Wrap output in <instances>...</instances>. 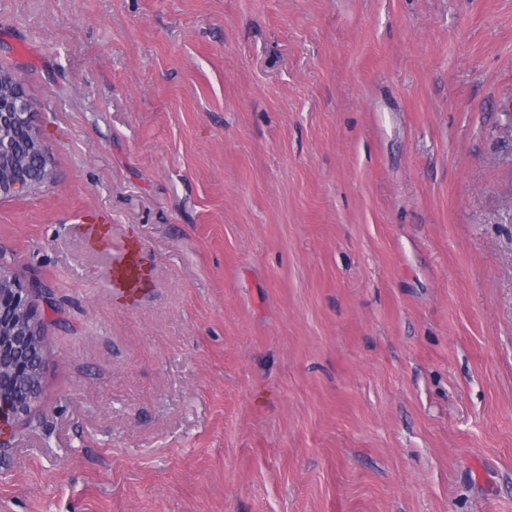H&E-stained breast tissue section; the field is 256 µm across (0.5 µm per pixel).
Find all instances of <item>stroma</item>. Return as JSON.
Masks as SVG:
<instances>
[{"mask_svg": "<svg viewBox=\"0 0 512 512\" xmlns=\"http://www.w3.org/2000/svg\"><path fill=\"white\" fill-rule=\"evenodd\" d=\"M0 68V512H512V0H0ZM25 128L31 138L33 149L40 155L45 170V178L35 181L25 166L11 165L3 169V160L12 156L11 137L14 128ZM0 198L12 197L34 190L51 178L53 167L39 132L31 121V103L25 96L17 75L8 70H0ZM3 280H7L9 288L4 289L1 293L0 289V307L8 305L10 308H16L26 319L30 320V329H34V335L37 332V316L35 315L34 305L31 300V288L18 280L14 274H10L9 270L0 265V281L3 286ZM12 310L5 312L3 320L1 317V334L4 341H8L13 336L19 335L23 331L20 324V314ZM0 364V397L13 402L29 385L26 373L14 371L17 362L8 354L1 357ZM40 387L41 383L36 390L29 394V400L26 404L19 402L9 403V406H4L3 403L0 404V446L3 448L7 446L5 435H2L3 430L8 432L10 426L17 418L26 415L31 410L38 397Z\"/></svg>", "mask_w": 512, "mask_h": 512, "instance_id": "35a3bbf8", "label": "stroma"}]
</instances>
